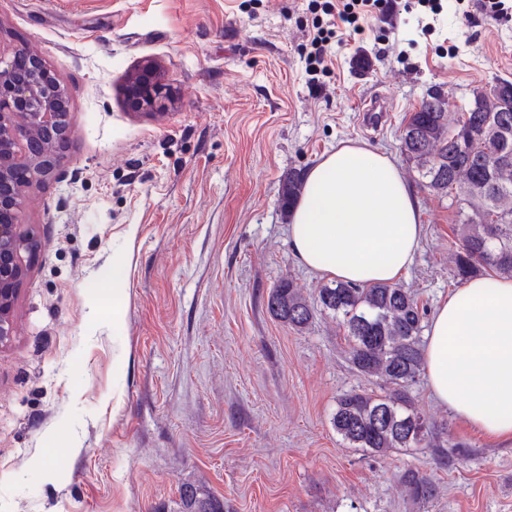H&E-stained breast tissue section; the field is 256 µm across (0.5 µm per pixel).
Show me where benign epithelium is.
<instances>
[{
    "instance_id": "obj_1",
    "label": "benign epithelium",
    "mask_w": 512,
    "mask_h": 512,
    "mask_svg": "<svg viewBox=\"0 0 512 512\" xmlns=\"http://www.w3.org/2000/svg\"><path fill=\"white\" fill-rule=\"evenodd\" d=\"M26 53L18 48L10 56L0 54V345L13 336L12 311L19 286L28 270L35 242L15 224L23 187L57 177L63 166V150L70 127L67 98L60 83L45 90L38 83L51 73L39 55L28 56L29 75L17 74L16 61ZM169 93L156 67L148 63L126 89L127 104L134 110H162Z\"/></svg>"
}]
</instances>
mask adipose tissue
Wrapping results in <instances>:
<instances>
[{
	"instance_id": "1",
	"label": "adipose tissue",
	"mask_w": 512,
	"mask_h": 512,
	"mask_svg": "<svg viewBox=\"0 0 512 512\" xmlns=\"http://www.w3.org/2000/svg\"><path fill=\"white\" fill-rule=\"evenodd\" d=\"M422 235L397 164L357 144L336 148L305 179L291 246L310 270L342 282L393 283ZM425 370L437 401L493 441L512 445V277L476 276L436 309Z\"/></svg>"
}]
</instances>
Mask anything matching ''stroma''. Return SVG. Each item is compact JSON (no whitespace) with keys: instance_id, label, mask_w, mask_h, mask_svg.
<instances>
[{"instance_id":"1","label":"stroma","mask_w":512,"mask_h":512,"mask_svg":"<svg viewBox=\"0 0 512 512\" xmlns=\"http://www.w3.org/2000/svg\"><path fill=\"white\" fill-rule=\"evenodd\" d=\"M309 0H0V51L56 69L70 104L65 178L23 191L37 250L0 346V512H182L181 490L224 512H512V447L439 404L417 408L470 456H374L330 424L358 374L336 321L302 331L273 318L284 278L314 293L288 238L280 179L346 142L400 161L424 232L400 282L428 312L457 289L450 198L419 184L399 130L429 93L450 112L512 80V20L418 7L377 13L337 49L319 84L305 71ZM155 64L163 110H131L130 77ZM393 106L366 133L360 107ZM121 259L120 316L91 285ZM65 450L47 456V448ZM436 494L412 499L405 469Z\"/></svg>"}]
</instances>
